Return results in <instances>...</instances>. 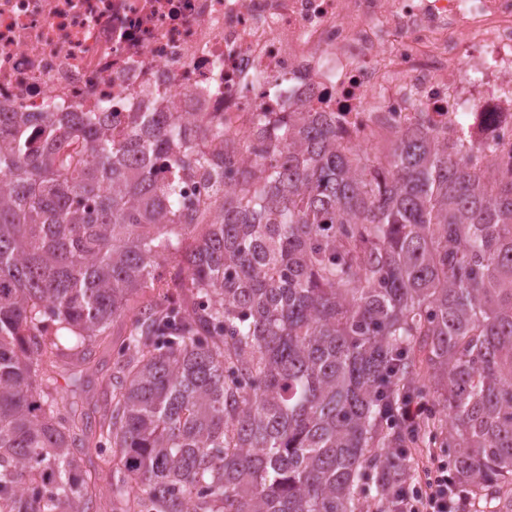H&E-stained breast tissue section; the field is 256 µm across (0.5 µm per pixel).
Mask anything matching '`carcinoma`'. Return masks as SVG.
<instances>
[{"instance_id": "1", "label": "carcinoma", "mask_w": 512, "mask_h": 512, "mask_svg": "<svg viewBox=\"0 0 512 512\" xmlns=\"http://www.w3.org/2000/svg\"><path fill=\"white\" fill-rule=\"evenodd\" d=\"M340 139L315 112H0V512H366L412 444L512 512V167L425 124ZM167 257L181 292L131 307ZM121 316L94 422L57 364L79 386Z\"/></svg>"}]
</instances>
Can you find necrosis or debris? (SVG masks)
<instances>
[{
	"instance_id": "necrosis-or-debris-1",
	"label": "necrosis or debris",
	"mask_w": 512,
	"mask_h": 512,
	"mask_svg": "<svg viewBox=\"0 0 512 512\" xmlns=\"http://www.w3.org/2000/svg\"><path fill=\"white\" fill-rule=\"evenodd\" d=\"M327 112L428 122L512 166V0H0V112Z\"/></svg>"
}]
</instances>
